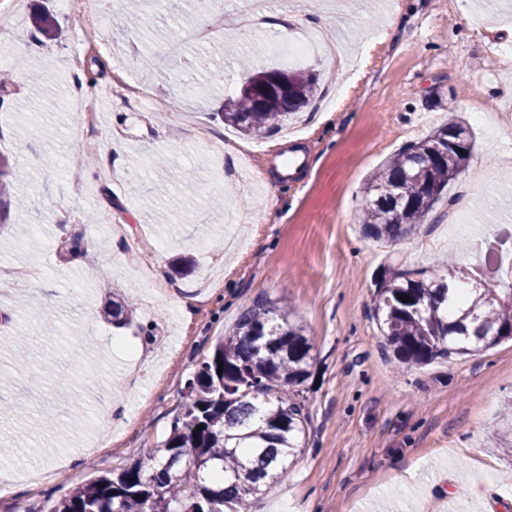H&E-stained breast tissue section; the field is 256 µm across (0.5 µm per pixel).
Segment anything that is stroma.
Returning a JSON list of instances; mask_svg holds the SVG:
<instances>
[{"instance_id":"obj_1","label":"stroma","mask_w":512,"mask_h":512,"mask_svg":"<svg viewBox=\"0 0 512 512\" xmlns=\"http://www.w3.org/2000/svg\"><path fill=\"white\" fill-rule=\"evenodd\" d=\"M145 30L103 21L79 43L80 20L59 0H18L0 16V48L34 62L0 91V153L26 176L13 193H38V211L12 209L0 268L37 266L11 283L13 316L0 326V512H49L53 501L162 441L186 380L213 340L259 302L288 306L313 346L300 387L310 414L306 445L255 512H476L492 491L512 512V452L496 429L512 401V340L426 366L391 357L375 320V281L404 270L431 280L432 261L462 272L483 239L512 225V25L506 0H359L357 7L289 12L271 0L249 29L243 0L182 13L178 0ZM61 27L47 41L32 15ZM203 37L170 61L165 42L185 25ZM316 31L335 55L311 57L321 107L260 138L214 116L249 74L280 68L256 44ZM82 52L96 75L87 99L103 115L75 119L73 69ZM214 56L223 77L195 65ZM474 148L465 171L407 239L362 230L363 191L403 146L450 117ZM253 149L222 181L214 160L230 143ZM306 157L277 175L289 147ZM92 243L93 258L61 261L63 234ZM211 286L197 294L203 281ZM134 298L146 329L104 321L111 295ZM121 415L119 433L100 414Z\"/></svg>"}]
</instances>
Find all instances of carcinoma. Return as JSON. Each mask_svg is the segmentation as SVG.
<instances>
[{
	"label": "carcinoma",
	"instance_id": "1",
	"mask_svg": "<svg viewBox=\"0 0 512 512\" xmlns=\"http://www.w3.org/2000/svg\"><path fill=\"white\" fill-rule=\"evenodd\" d=\"M119 27L146 21L129 3L108 0ZM287 91L260 96L252 87L224 100L225 122L248 135L274 130L314 100L310 71L282 72ZM472 133L457 118L394 155L365 187L364 230L376 239L407 238L466 167ZM23 177L0 156V223L7 220L11 184ZM500 290L476 288L454 296L455 264L425 282L400 272L377 284L375 316L394 359L426 365L453 354H472L512 339V272ZM408 296L403 302L398 296ZM107 316L126 325L132 308L112 301ZM312 346L285 307L256 304L243 311L186 381L166 438L136 461L91 478L61 498L51 512H243L286 473L301 447L308 408L295 393L309 373ZM222 373H217V370ZM203 426L194 433L197 426Z\"/></svg>",
	"mask_w": 512,
	"mask_h": 512
}]
</instances>
